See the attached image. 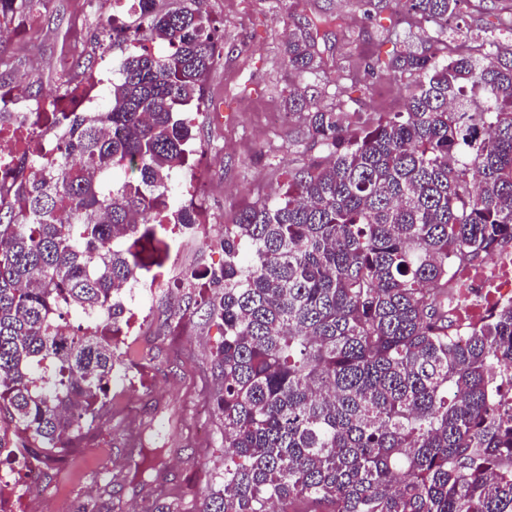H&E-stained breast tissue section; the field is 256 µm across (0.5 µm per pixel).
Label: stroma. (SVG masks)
Instances as JSON below:
<instances>
[{
    "mask_svg": "<svg viewBox=\"0 0 512 512\" xmlns=\"http://www.w3.org/2000/svg\"><path fill=\"white\" fill-rule=\"evenodd\" d=\"M502 0H467L464 20L434 47L447 58L474 44L494 21ZM75 0H49L39 23L12 46L18 60L11 78L25 85L41 82L62 95L66 77L60 59L70 42ZM206 11L224 39L220 66L212 72L201 106L184 117L193 134L192 149L206 162L214 190L202 200L205 225L171 249L160 267L159 283L140 281L120 296L126 322L114 342L130 367L128 377L113 381L112 408L86 431L79 449L51 470L37 497L21 495L16 512H76L87 500L105 502V477L124 470L129 429L153 419L168 423L163 435L147 432L146 445L163 449L162 468L179 503V512H198L205 495L219 489L224 473V427L202 396L217 374L210 352L220 328L204 313L187 314L185 270L219 266L224 260L214 238L236 213L269 200L285 189L287 172L321 154L307 143L303 121L285 113L288 69L282 47L305 20L331 15L340 26L321 29L317 49L323 69L306 77L308 99L322 106L344 101L349 112L367 120L405 107V75H381L351 84L343 68L358 69L366 60L388 59L400 43H422L404 22L403 0H206Z\"/></svg>",
    "mask_w": 512,
    "mask_h": 512,
    "instance_id": "1",
    "label": "stroma"
}]
</instances>
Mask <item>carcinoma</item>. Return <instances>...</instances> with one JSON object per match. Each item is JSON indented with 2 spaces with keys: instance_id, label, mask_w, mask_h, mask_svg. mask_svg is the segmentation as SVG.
<instances>
[{
  "instance_id": "carcinoma-1",
  "label": "carcinoma",
  "mask_w": 512,
  "mask_h": 512,
  "mask_svg": "<svg viewBox=\"0 0 512 512\" xmlns=\"http://www.w3.org/2000/svg\"><path fill=\"white\" fill-rule=\"evenodd\" d=\"M135 0V28L107 36L137 47L95 112L77 110L81 83L44 117L57 161L0 154V469L68 460L108 410L126 371L112 345L138 282L142 241L161 253L166 225L192 229L194 205L173 206L174 172L191 168L188 122L223 40L205 10ZM465 0H405L431 45ZM47 0H0L25 26ZM484 30L448 59L396 51L367 73L410 78L407 111L362 122L343 103L321 107L298 82L288 111L325 155L288 171L274 201L241 210L216 245L224 264L185 274L194 309L222 323L208 401L224 424V485L200 512H285L295 499L332 512H512V304L462 338L443 298L453 271L512 242V44ZM310 19L284 47L288 72L316 73ZM133 35H128L129 30ZM169 48L165 54L152 44ZM38 118L0 104V126ZM123 167L130 174L114 177ZM87 327L67 323L71 311ZM161 448L132 440L128 487L144 512H175Z\"/></svg>"
}]
</instances>
